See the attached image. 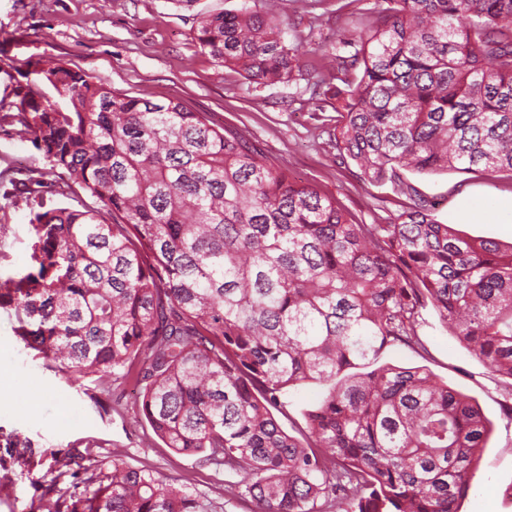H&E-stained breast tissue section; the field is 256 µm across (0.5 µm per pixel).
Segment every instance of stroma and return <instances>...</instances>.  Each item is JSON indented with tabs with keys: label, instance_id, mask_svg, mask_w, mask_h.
<instances>
[{
	"label": "stroma",
	"instance_id": "obj_1",
	"mask_svg": "<svg viewBox=\"0 0 512 512\" xmlns=\"http://www.w3.org/2000/svg\"><path fill=\"white\" fill-rule=\"evenodd\" d=\"M277 17L301 59L317 73H295L286 83L258 84L217 66L200 50L192 30L199 17L236 12L253 0H0V277L30 266L32 201L16 184L49 163L20 135L14 88L28 59L51 55L107 85L154 100L177 98L219 125L249 137L298 184L331 198L358 224H387L412 202L390 186L364 182L358 167L337 156L330 142L336 117L335 55L360 19L376 15L380 0H278ZM410 182L438 219L462 222L473 237L512 242V175L491 172L413 174ZM486 210L466 224L468 210ZM12 306L0 305V512H55L70 505L73 483L87 470L119 462L187 485L217 512H254L238 475L199 466L195 457L166 448L140 416L133 384L97 375L72 381L55 364L25 349L16 336ZM418 353L396 343L379 361L423 366L478 403L491 423L482 457L459 512H512L503 494L512 483V380L493 373L440 322L422 310Z\"/></svg>",
	"mask_w": 512,
	"mask_h": 512
}]
</instances>
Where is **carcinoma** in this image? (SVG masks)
I'll list each match as a JSON object with an SVG mask.
<instances>
[{"label": "carcinoma", "mask_w": 512, "mask_h": 512, "mask_svg": "<svg viewBox=\"0 0 512 512\" xmlns=\"http://www.w3.org/2000/svg\"><path fill=\"white\" fill-rule=\"evenodd\" d=\"M382 2L335 57L339 153L409 197L410 173L512 174V0ZM193 33L249 80L285 83L300 67L267 10L209 14ZM27 66L22 133L78 207L37 201L31 270L0 279L24 346L76 381H135L166 447L235 470L257 512H317L322 499L338 512H458L487 418L427 368L376 362L393 342L423 348L430 306L512 380V244L424 205L355 224L179 99L129 96L59 58ZM312 382L326 390L293 436L275 413ZM71 500L67 512H216L116 462Z\"/></svg>", "instance_id": "obj_1"}]
</instances>
